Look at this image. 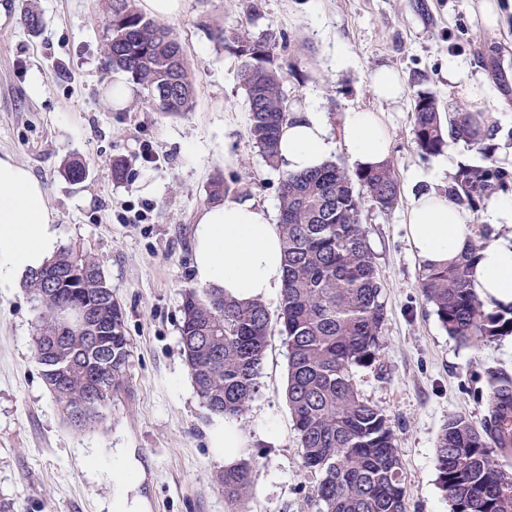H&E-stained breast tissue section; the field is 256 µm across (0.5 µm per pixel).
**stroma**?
I'll use <instances>...</instances> for the list:
<instances>
[{"label":"stroma","instance_id":"obj_1","mask_svg":"<svg viewBox=\"0 0 512 512\" xmlns=\"http://www.w3.org/2000/svg\"><path fill=\"white\" fill-rule=\"evenodd\" d=\"M183 0L170 27L182 42L197 97L192 111H154L148 92L131 84L125 107L108 102L112 72L104 64L108 0H6L0 25V152L25 164L46 187L61 244L101 262L120 304L131 342L130 388L100 426L76 431L47 391L32 356L34 313L25 288L0 291V504L8 512H113L125 496L135 512H317V477L303 468L285 401L287 348L273 336L260 389L236 456L253 465L252 493L242 507L216 483L223 449L211 444L222 417L209 414L195 391L179 343L181 291L194 286L193 223L210 203L215 176L241 177L247 197L278 202L279 172L267 168L248 139L240 60L217 46L207 24L275 35V61L301 105L319 102L331 136L351 107L387 111L390 158L400 180L388 211L365 201L362 222L377 256L386 302L385 346L378 362L356 371L362 396L392 420L407 487V512H450L437 481L435 446L450 414L481 423L489 391L486 371L512 374V336L482 349L459 344L423 300L403 222L411 195L427 190L428 174L448 160L473 161L476 150L450 145L423 156L412 134L414 81L441 104L465 106L448 87V64L484 72L499 62L508 84L495 146L512 147V14L496 33L473 20L470 0ZM41 29L21 23L23 7ZM398 70L407 96L384 108L368 76ZM42 91L31 94L32 76ZM232 140L236 158L224 160ZM152 161H144V154ZM89 167L79 183L66 163ZM126 159V181L112 179V161Z\"/></svg>","mask_w":512,"mask_h":512}]
</instances>
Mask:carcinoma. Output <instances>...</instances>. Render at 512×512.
Segmentation results:
<instances>
[{
  "label": "carcinoma",
  "instance_id": "carcinoma-1",
  "mask_svg": "<svg viewBox=\"0 0 512 512\" xmlns=\"http://www.w3.org/2000/svg\"><path fill=\"white\" fill-rule=\"evenodd\" d=\"M104 60L151 92L154 110L168 115L195 105L196 87L182 43L163 21L146 17L137 0H109ZM241 59L238 78L247 91L249 138L265 164L278 168L277 144L297 101L284 90L276 65V42L236 35L222 27L209 32ZM481 112L442 108L436 94L413 97V142L424 156L441 154L463 141L480 159L457 165L448 197L474 212L512 185V172L496 164L493 147L482 143ZM72 182L88 175L79 160L66 164ZM240 179L213 178L211 194L239 190ZM400 183L394 163L350 172L329 160L303 174L284 172L278 189V224L284 242L285 275L279 333L288 349L286 398L301 448L303 467L318 474L319 512H406V484L391 419L361 397L354 369L380 359L385 303L374 251L361 224L363 198L390 210ZM477 227L469 250L454 264L425 268L419 288L448 334L461 343L486 346L512 335V308L492 309L471 288V274L488 237ZM53 271L72 267L83 278L49 284L43 267L25 282L35 315L33 353L54 399L74 411L76 430L91 429L112 411L128 388L131 343L121 307L111 300L100 261L77 248H63ZM90 304L112 328V346L94 347L79 328L77 313ZM274 326L261 301L242 307L215 287L182 291L180 342L202 405L211 413L244 423L258 391ZM75 371L64 388L53 386L54 360L47 341ZM489 394L482 427L452 414L436 446V469L450 512H512V376L486 371ZM251 464L227 466L218 477L229 502L242 503L252 485Z\"/></svg>",
  "mask_w": 512,
  "mask_h": 512
}]
</instances>
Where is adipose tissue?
I'll list each match as a JSON object with an SVG mask.
<instances>
[{
    "instance_id": "ef3b65f1",
    "label": "adipose tissue",
    "mask_w": 512,
    "mask_h": 512,
    "mask_svg": "<svg viewBox=\"0 0 512 512\" xmlns=\"http://www.w3.org/2000/svg\"><path fill=\"white\" fill-rule=\"evenodd\" d=\"M448 85L476 109L497 119L499 98L486 78L448 67ZM344 144L360 169L390 157L392 136L384 113L350 109L340 117V138L332 140L316 107L292 113L279 143V166L303 173L322 166ZM465 206L437 190L414 195L405 210L411 251L420 265L442 266L468 248L475 226ZM193 269L199 285L223 289L240 304L276 299L283 286L282 234L271 205L251 199H221L203 207L194 222ZM59 251V229L44 184L12 154H0V288H16ZM481 299L512 305V240L490 236L471 277Z\"/></svg>"
}]
</instances>
